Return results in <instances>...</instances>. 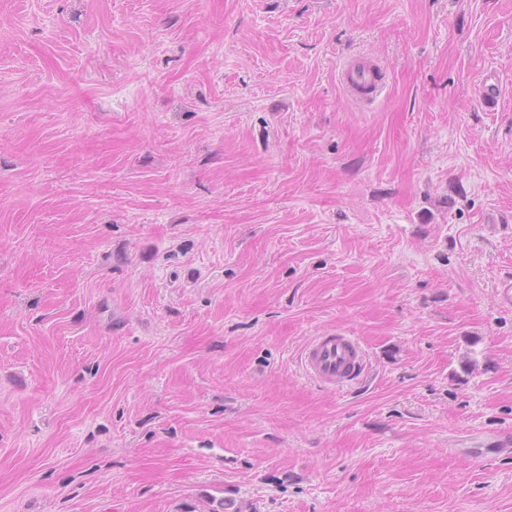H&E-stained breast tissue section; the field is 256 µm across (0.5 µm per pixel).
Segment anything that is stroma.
<instances>
[{
  "instance_id": "stroma-1",
  "label": "stroma",
  "mask_w": 512,
  "mask_h": 512,
  "mask_svg": "<svg viewBox=\"0 0 512 512\" xmlns=\"http://www.w3.org/2000/svg\"><path fill=\"white\" fill-rule=\"evenodd\" d=\"M507 278L512 0H0V512H512ZM340 81L345 94L352 100H358L360 96H363L360 92L362 87H373L371 93L374 98L382 92V86L378 83L375 84L372 69L362 64H348L345 70L342 71ZM367 366L366 353L354 336L324 332L305 347L302 367L312 380L343 387L356 380Z\"/></svg>"
}]
</instances>
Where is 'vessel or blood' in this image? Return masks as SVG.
Wrapping results in <instances>:
<instances>
[{
	"instance_id": "obj_1",
	"label": "vessel or blood",
	"mask_w": 512,
	"mask_h": 512,
	"mask_svg": "<svg viewBox=\"0 0 512 512\" xmlns=\"http://www.w3.org/2000/svg\"><path fill=\"white\" fill-rule=\"evenodd\" d=\"M341 83L350 99H358L362 88H371L373 95H380L381 85L376 84L371 68L351 63L341 74ZM367 366L366 353L359 341L338 332H325L314 337L306 346L302 367L312 380L330 387H341L356 380Z\"/></svg>"
}]
</instances>
